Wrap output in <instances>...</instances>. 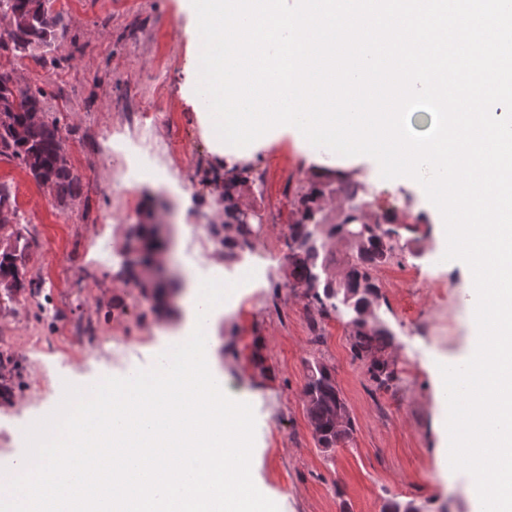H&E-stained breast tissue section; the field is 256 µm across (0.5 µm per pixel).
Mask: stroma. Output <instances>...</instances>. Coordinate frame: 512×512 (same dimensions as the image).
<instances>
[{"mask_svg": "<svg viewBox=\"0 0 512 512\" xmlns=\"http://www.w3.org/2000/svg\"><path fill=\"white\" fill-rule=\"evenodd\" d=\"M58 16L51 47L18 52L0 16V75L45 92L43 108L58 117L63 149L77 193L58 200L17 160L0 156V187L15 214L0 225V249L16 244L25 280L39 286L7 298L0 290V421L22 410L9 438L0 437V465L25 449L24 430L51 413L65 383L84 385L150 367L178 342L192 310L171 304L166 316L127 285L122 260L135 243L131 224L166 199L165 265L176 278L214 275L220 257L206 238L192 239L199 222L224 220V168L184 96L197 58V24L179 0H53ZM149 110L154 126L145 149L150 176L129 179L128 151L140 138L132 115ZM248 181L245 207L273 214L255 237L252 257L225 263V281L238 282L231 307L215 319L210 370L233 398L246 399L256 418L252 474L279 512H388L411 503L421 512H477L473 480L448 469L435 454L436 398L430 375L437 364L464 359L475 337L469 276L442 260L437 218L422 187L381 178L377 162L354 156L364 200L389 208L398 223H415L422 237L401 232L394 257L375 277L382 298L375 314L390 330L383 351L395 372L377 386L369 362L351 350L346 308L322 313L302 289L288 284L286 225L313 169L292 139L260 145L239 160ZM254 270L241 282L242 270ZM92 324L83 343L72 334ZM325 364L349 406L352 439L319 448L306 415L311 363Z\"/></svg>", "mask_w": 512, "mask_h": 512, "instance_id": "obj_1", "label": "stroma"}]
</instances>
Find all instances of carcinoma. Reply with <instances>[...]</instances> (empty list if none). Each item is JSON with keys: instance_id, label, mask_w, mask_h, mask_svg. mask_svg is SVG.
Segmentation results:
<instances>
[{"instance_id": "cac0c4a2", "label": "carcinoma", "mask_w": 512, "mask_h": 512, "mask_svg": "<svg viewBox=\"0 0 512 512\" xmlns=\"http://www.w3.org/2000/svg\"><path fill=\"white\" fill-rule=\"evenodd\" d=\"M0 15L10 18L14 26L12 40L17 51L48 47L55 39L58 17L51 11V0H9L8 5L0 8ZM43 96L40 87L32 91L0 80V155L18 160L39 185L62 200L72 193L74 177L63 152L59 120L42 112ZM328 185L327 173L310 176L299 218L288 225V248L292 251L288 256L289 284L304 289L324 313L338 310L339 302L352 309V351L358 358L370 359L371 378L383 385L394 379L395 373L381 356L390 332L373 312L380 297L373 271L394 255L393 237L399 235L396 218H388L385 224L371 222L364 204L356 200L357 183L352 174L338 171L336 192L347 194V203L337 220L331 222L322 206L324 187ZM234 212L235 209L224 206V223L211 225L208 238L212 245L224 250L227 262L236 259V249L251 245L250 225ZM156 228L151 211L146 220L134 226L133 235L140 243L141 254L129 263L125 274L140 267L142 274L134 279L140 296L160 300L166 287L152 275L161 266L157 259L161 242ZM335 240H344L349 246L338 279L331 272L327 251ZM18 259V254L9 248L0 252V284L11 298L26 291ZM306 415L321 448H334L349 440L354 432L352 417L336 380L319 362L309 367Z\"/></svg>"}]
</instances>
